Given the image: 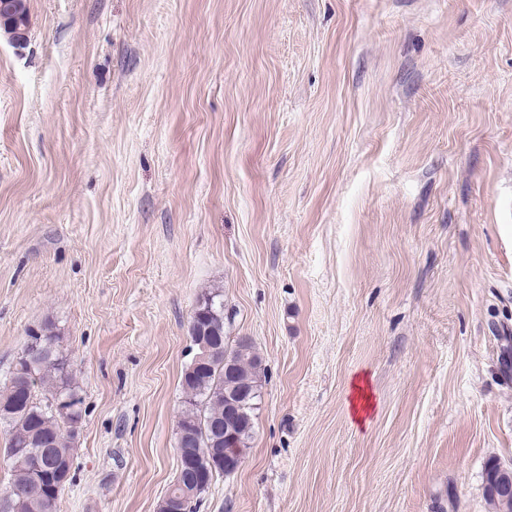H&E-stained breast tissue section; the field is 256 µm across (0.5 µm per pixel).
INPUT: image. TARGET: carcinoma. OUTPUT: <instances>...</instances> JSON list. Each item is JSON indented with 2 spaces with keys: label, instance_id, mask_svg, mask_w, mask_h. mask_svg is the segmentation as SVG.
Returning <instances> with one entry per match:
<instances>
[{
  "label": "carcinoma",
  "instance_id": "1",
  "mask_svg": "<svg viewBox=\"0 0 512 512\" xmlns=\"http://www.w3.org/2000/svg\"><path fill=\"white\" fill-rule=\"evenodd\" d=\"M191 341H202L216 358L200 364L190 361L181 379L184 408L177 422L182 464V486L172 493L189 494L187 508L196 512L201 471L209 485L224 474V455L212 447L213 430L224 421V394L234 386L224 378V354H229L238 379L259 383L262 358L251 344L228 347L224 336V298L206 293L190 321ZM54 323L46 321L23 348L0 385V427L9 435L3 457L9 488L0 492V512H56L64 487L54 475L73 470L72 440L82 415V398L73 386L70 361L54 342ZM483 493L496 512H512V466L487 461Z\"/></svg>",
  "mask_w": 512,
  "mask_h": 512
}]
</instances>
